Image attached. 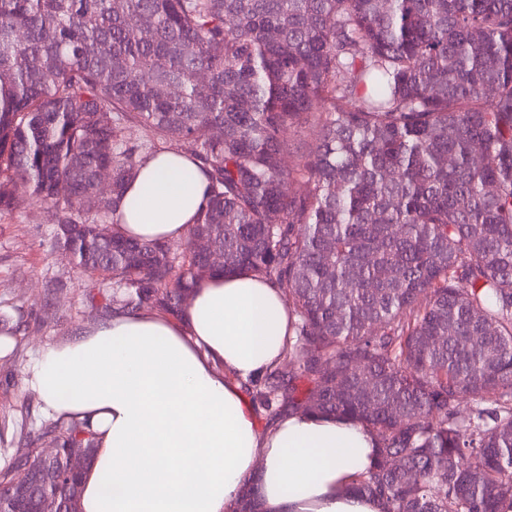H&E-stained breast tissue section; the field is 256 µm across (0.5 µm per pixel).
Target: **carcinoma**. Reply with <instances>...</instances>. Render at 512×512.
<instances>
[{"mask_svg":"<svg viewBox=\"0 0 512 512\" xmlns=\"http://www.w3.org/2000/svg\"><path fill=\"white\" fill-rule=\"evenodd\" d=\"M168 146L208 168V204L182 241L129 238L117 202ZM24 203L107 308L177 317L216 271L281 288L293 340L253 398L370 429L354 489L384 512H512V0H0V212ZM39 438L61 454L29 442L0 487L49 469L67 500L96 434ZM236 512H262L251 479Z\"/></svg>","mask_w":512,"mask_h":512,"instance_id":"1","label":"carcinoma"}]
</instances>
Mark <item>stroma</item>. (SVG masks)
<instances>
[{"label":"stroma","instance_id":"1","mask_svg":"<svg viewBox=\"0 0 512 512\" xmlns=\"http://www.w3.org/2000/svg\"><path fill=\"white\" fill-rule=\"evenodd\" d=\"M53 226L44 207L31 204L0 214V335L13 343L0 357V468L19 437L37 436L46 424L37 395L25 384L40 348L71 339L104 322L100 279L79 273L50 249Z\"/></svg>","mask_w":512,"mask_h":512}]
</instances>
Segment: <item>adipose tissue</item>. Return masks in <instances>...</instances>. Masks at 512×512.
<instances>
[{"label": "adipose tissue", "instance_id": "ef3b65f1", "mask_svg": "<svg viewBox=\"0 0 512 512\" xmlns=\"http://www.w3.org/2000/svg\"><path fill=\"white\" fill-rule=\"evenodd\" d=\"M210 175L168 150L145 158L116 210L142 240H182L205 208ZM292 335L282 291L246 271L197 282L177 318L114 312L43 348L26 382L49 418L89 421L95 456L82 512H231L259 477L263 512H381L353 489L375 436L327 414L260 428L243 385L277 365Z\"/></svg>", "mask_w": 512, "mask_h": 512}]
</instances>
